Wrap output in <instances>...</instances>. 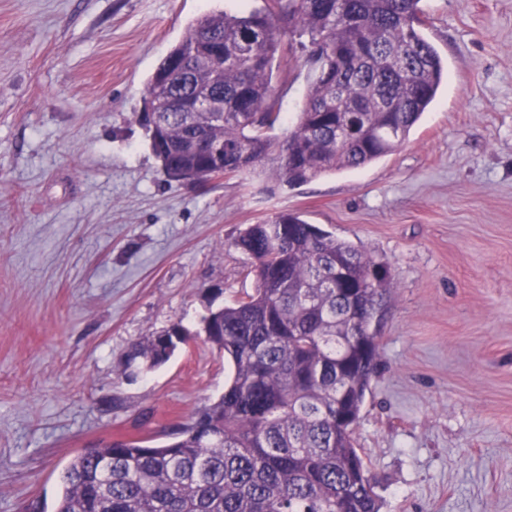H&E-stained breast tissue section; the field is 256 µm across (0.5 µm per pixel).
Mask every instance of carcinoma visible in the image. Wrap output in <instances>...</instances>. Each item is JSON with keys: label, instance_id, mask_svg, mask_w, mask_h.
<instances>
[{"label": "carcinoma", "instance_id": "obj_1", "mask_svg": "<svg viewBox=\"0 0 512 512\" xmlns=\"http://www.w3.org/2000/svg\"><path fill=\"white\" fill-rule=\"evenodd\" d=\"M421 0H267L210 10L189 24L145 85L159 102L150 147L170 181L250 175L265 159L289 185L364 167L397 150L445 77L426 40ZM301 38L310 81L297 120L277 105L274 65ZM234 246L253 293L134 344L123 372L154 369L200 340L224 354V394L152 445L136 435L84 448L66 467L53 512H379L355 446L380 368L372 323L390 298L377 264L330 232L281 211Z\"/></svg>", "mask_w": 512, "mask_h": 512}]
</instances>
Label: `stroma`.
Segmentation results:
<instances>
[{
    "instance_id": "stroma-1",
    "label": "stroma",
    "mask_w": 512,
    "mask_h": 512,
    "mask_svg": "<svg viewBox=\"0 0 512 512\" xmlns=\"http://www.w3.org/2000/svg\"><path fill=\"white\" fill-rule=\"evenodd\" d=\"M265 0H0V512H53L82 448L160 436L224 392L204 343L124 376L135 342L252 293L233 246L277 212L390 272L355 431L380 512H512V0H421L448 64L408 139L365 168L168 181L137 116L204 10ZM304 52L275 80L295 117Z\"/></svg>"
}]
</instances>
